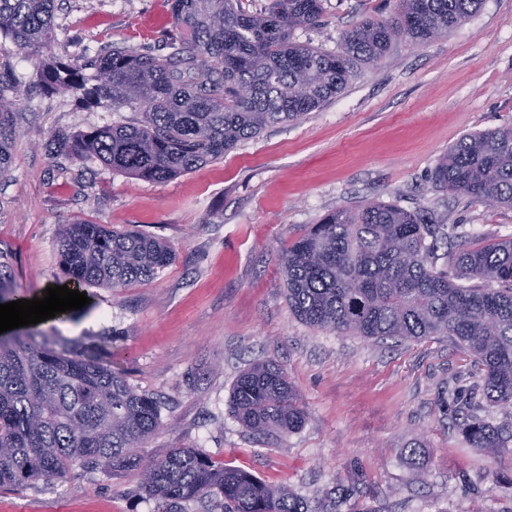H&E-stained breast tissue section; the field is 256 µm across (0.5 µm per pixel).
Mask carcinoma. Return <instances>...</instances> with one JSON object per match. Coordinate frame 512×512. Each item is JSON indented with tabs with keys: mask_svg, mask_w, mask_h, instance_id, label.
<instances>
[{
	"mask_svg": "<svg viewBox=\"0 0 512 512\" xmlns=\"http://www.w3.org/2000/svg\"><path fill=\"white\" fill-rule=\"evenodd\" d=\"M482 0H398L385 22L347 31L327 53L293 40L322 22L323 0H271L248 12L240 0H172L178 37L166 55L102 47L95 78L82 55L52 50L58 0H0V35L39 60L43 88L75 95L81 108L127 106L126 125L73 135L57 132L47 152L97 159L135 178L165 181L195 171L266 128L300 119L346 86L356 61L375 62L395 34L419 43L447 34ZM21 82L0 72V179L10 173L17 137L13 113ZM437 188L512 208V127L473 134L449 150L433 174ZM444 225L395 204L369 203L327 214L279 254L288 305L319 329L373 340L451 336L482 372L481 397L439 400L473 448L512 457V426L481 416L512 408V238L462 246L455 273L437 267L434 241ZM57 254L69 286L124 288L170 264L171 249L151 235L89 221L66 224ZM478 280L487 288L465 287ZM229 410L253 437L288 435L306 410L282 365L256 363L238 376ZM161 427L160 403L93 358L37 343L31 327L0 336V489L64 482L76 466L132 473L155 503L177 512L208 498L221 512H311L290 489L217 463L194 448L145 459ZM365 483L336 485L326 512H342Z\"/></svg>",
	"mask_w": 512,
	"mask_h": 512,
	"instance_id": "carcinoma-1",
	"label": "carcinoma"
}]
</instances>
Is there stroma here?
I'll return each mask as SVG.
<instances>
[{"label": "stroma", "mask_w": 512, "mask_h": 512, "mask_svg": "<svg viewBox=\"0 0 512 512\" xmlns=\"http://www.w3.org/2000/svg\"><path fill=\"white\" fill-rule=\"evenodd\" d=\"M396 0H325L323 23L296 41L326 52L365 19H389ZM57 45L134 47L156 55L176 38L169 0H60ZM0 70L27 77L14 114L17 139L0 180V249L18 292L40 296L61 279L56 239L84 219L153 235L175 258L150 281L94 288L37 342L90 348L112 372L161 401L162 428L143 449L178 446L260 480L323 500L360 470L368 494L356 512H512V492L491 468L512 471L442 423V391L480 384L452 339L378 343L312 328L288 305L280 250L339 207L393 203L447 225L448 249L512 237V208L436 188L440 158L461 138L512 126V0H483L448 35L395 38L375 63L359 62L345 89L300 120L268 127L203 168L165 182L99 161L50 157L58 130L82 133L137 121V112L75 108L41 93L31 57L0 39ZM278 361L304 404L298 431L256 440L229 411L238 375ZM422 444L419 467L407 451ZM135 476L74 468L62 483L0 490V512H153Z\"/></svg>", "instance_id": "35a3bbf8"}]
</instances>
